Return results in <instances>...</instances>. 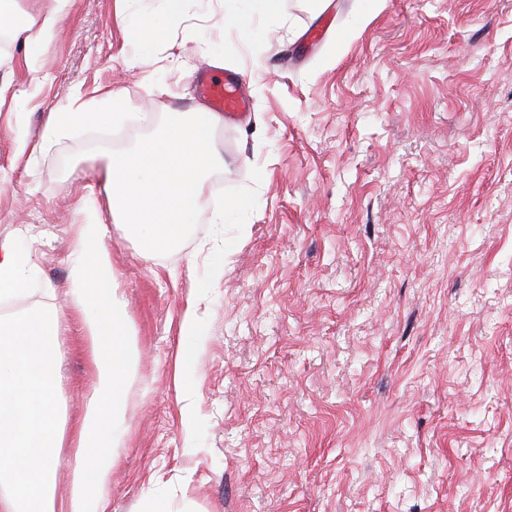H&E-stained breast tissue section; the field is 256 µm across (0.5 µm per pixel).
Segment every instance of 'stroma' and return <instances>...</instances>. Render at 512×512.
Returning <instances> with one entry per match:
<instances>
[{"mask_svg":"<svg viewBox=\"0 0 512 512\" xmlns=\"http://www.w3.org/2000/svg\"><path fill=\"white\" fill-rule=\"evenodd\" d=\"M291 26L262 46L214 0L196 41L129 61L117 0H72L32 84L0 45V241L43 237L34 261L66 306L74 203L95 161L66 146L26 171L12 128L38 140L48 113L99 89L131 112H186L197 72L239 75L260 124L212 132L224 168L203 195L254 198L224 249L209 213L198 248L151 260L121 226L110 249L136 355L109 512L158 489L171 512H512V0H283ZM223 272L206 282L203 270ZM196 304L200 376H177L179 326ZM62 400L81 417L94 382L76 330L61 336ZM194 399L202 447L182 448Z\"/></svg>","mask_w":512,"mask_h":512,"instance_id":"obj_1","label":"stroma"}]
</instances>
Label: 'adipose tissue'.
I'll return each mask as SVG.
<instances>
[{
    "label": "adipose tissue",
    "instance_id": "adipose-tissue-1",
    "mask_svg": "<svg viewBox=\"0 0 512 512\" xmlns=\"http://www.w3.org/2000/svg\"><path fill=\"white\" fill-rule=\"evenodd\" d=\"M69 2L43 0L24 23L0 9V37L23 51L31 76L42 72V56L56 37ZM207 2L119 0L133 57L198 36ZM280 2L224 0V7L238 13L240 37L259 44L285 28ZM255 15L263 16L262 28H252L250 19ZM96 105V111L88 112L71 102L49 113L36 142L23 126L14 130L16 158L28 166L37 165L48 145L67 142L91 151L103 166L95 184L74 205L79 222L72 242L76 263L65 291L68 308L44 306L0 315V512H107L106 491L135 354L126 304L113 286L108 246L112 227L126 225L142 238L151 259L184 250L206 205L199 185L209 172L224 166V157L211 139L212 130L224 123L220 113L201 105L164 117L129 112L115 91L105 93ZM139 127L145 129V136L130 141L121 155H113V138ZM253 207L246 192L232 194L214 207L212 221L223 228L225 248L235 244ZM41 244L35 235L0 243V304L22 296H54V289L40 284L33 264ZM69 316L90 344L96 380L85 413L65 427L56 408L57 367L64 356L56 337ZM201 334L195 308L187 307L180 322L179 378L189 385L198 375ZM67 443L74 453L65 462L61 450ZM63 466L70 483L60 498L56 482Z\"/></svg>",
    "mask_w": 512,
    "mask_h": 512
}]
</instances>
